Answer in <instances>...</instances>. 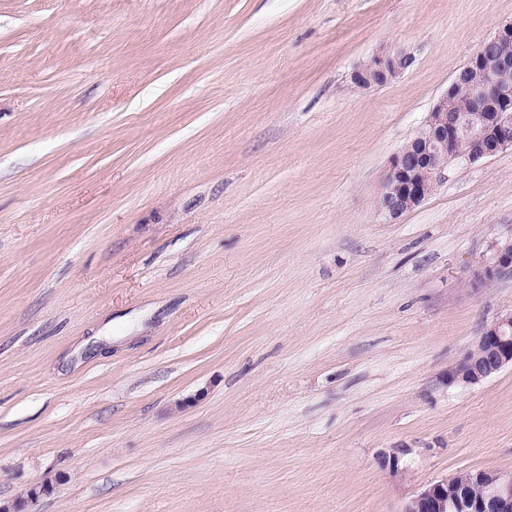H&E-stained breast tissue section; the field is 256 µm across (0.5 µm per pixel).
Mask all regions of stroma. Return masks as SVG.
I'll list each match as a JSON object with an SVG mask.
<instances>
[{
	"label": "stroma",
	"mask_w": 512,
	"mask_h": 512,
	"mask_svg": "<svg viewBox=\"0 0 512 512\" xmlns=\"http://www.w3.org/2000/svg\"><path fill=\"white\" fill-rule=\"evenodd\" d=\"M512 0H0V500L399 512L512 470V150L394 220L391 157ZM388 51L414 61L355 89ZM405 443L406 474L380 452ZM412 63L413 58L409 54L401 51L388 53L356 69L351 75V80L357 88L362 90L386 85L408 69ZM506 274L512 275V226L491 245L490 258L479 262L471 270L475 283L494 281ZM509 366L512 368L511 311L500 314L483 329L462 358L448 367L442 382L447 387H472ZM53 485L49 483L35 484L16 498L0 502L1 512H40V501L53 493Z\"/></svg>",
	"instance_id": "35a3bbf8"
}]
</instances>
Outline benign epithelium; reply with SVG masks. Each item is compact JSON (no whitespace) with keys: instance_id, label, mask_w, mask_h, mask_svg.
Returning <instances> with one entry per match:
<instances>
[{"instance_id":"obj_1","label":"benign epithelium","mask_w":512,"mask_h":512,"mask_svg":"<svg viewBox=\"0 0 512 512\" xmlns=\"http://www.w3.org/2000/svg\"><path fill=\"white\" fill-rule=\"evenodd\" d=\"M512 44V22L485 39L458 70L422 128L389 162L379 194L381 212L395 219L420 205L448 178L453 164H472L512 149V56L499 48ZM413 63L404 52L378 56L356 69L351 80L362 90L382 86ZM473 102L470 112L448 106L458 90ZM512 275V227L491 245L490 258L471 270L475 283ZM512 367V312L487 325L462 358L448 367L444 385L472 387ZM413 448L401 444L384 451L380 463L405 472L401 461ZM53 493L49 483L35 484L16 498L0 502V512H40V501ZM400 512H512V471L463 469L416 487Z\"/></svg>"}]
</instances>
